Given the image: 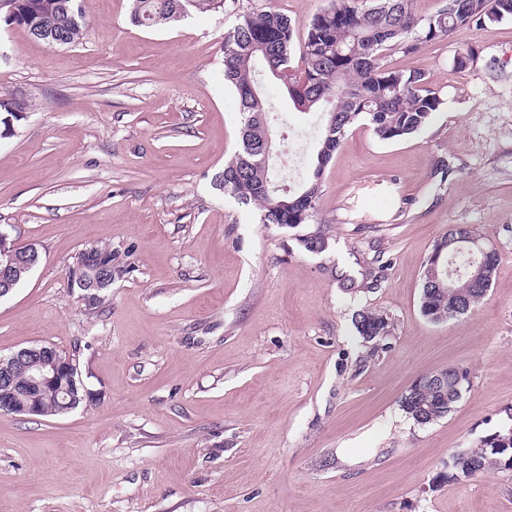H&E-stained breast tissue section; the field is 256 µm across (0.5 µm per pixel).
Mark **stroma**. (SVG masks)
<instances>
[{"mask_svg":"<svg viewBox=\"0 0 512 512\" xmlns=\"http://www.w3.org/2000/svg\"><path fill=\"white\" fill-rule=\"evenodd\" d=\"M328 4L239 0L148 28L131 0H86L66 46L0 21V93L30 104L0 138V229L40 252L0 298V356L76 354L99 395L59 418L0 413V512H512V472L446 478L512 426V18L388 55L443 104L407 139L349 128L322 179L324 252L213 186L242 125L225 33L268 8L302 28ZM260 82L272 155L298 150L302 182L320 117ZM454 224L499 267L473 310L434 323L423 265ZM101 244L112 286L89 313L68 268ZM376 256L375 289L340 287ZM363 308L388 336L358 335ZM448 367L467 372L461 400L415 423L402 394Z\"/></svg>","mask_w":512,"mask_h":512,"instance_id":"stroma-1","label":"stroma"}]
</instances>
